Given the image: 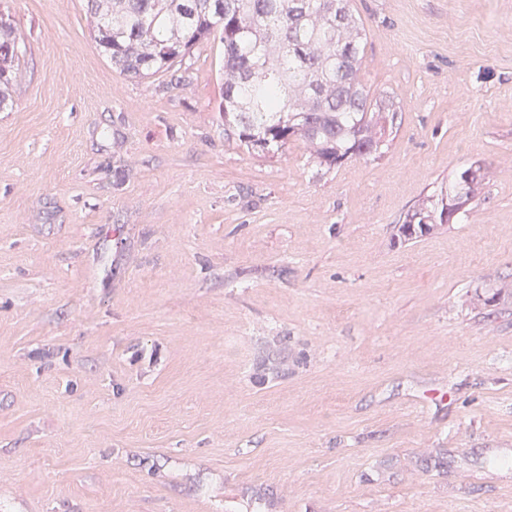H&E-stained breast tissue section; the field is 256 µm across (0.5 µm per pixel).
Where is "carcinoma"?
<instances>
[{"label":"carcinoma","instance_id":"obj_1","mask_svg":"<svg viewBox=\"0 0 512 512\" xmlns=\"http://www.w3.org/2000/svg\"><path fill=\"white\" fill-rule=\"evenodd\" d=\"M94 38L112 66L134 78L169 70L202 40L224 45V138L258 157L290 143L327 170L380 154L397 109L365 88V27L349 0H87ZM20 46L0 20V109ZM487 169L458 173L403 223L450 224L448 201H472Z\"/></svg>","mask_w":512,"mask_h":512}]
</instances>
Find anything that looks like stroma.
Masks as SVG:
<instances>
[{"mask_svg":"<svg viewBox=\"0 0 512 512\" xmlns=\"http://www.w3.org/2000/svg\"><path fill=\"white\" fill-rule=\"evenodd\" d=\"M350 5L400 112L325 171L225 141L219 41L137 80L0 0V512H512V0ZM20 46L10 23L0 20V109L6 106L9 89L16 77ZM487 174V168L474 169L472 174L465 178L459 172L456 174L454 179L448 184V192L440 195H428L423 198L417 205L413 206L406 213L403 225L400 227L403 235L408 238H412L413 235H407L404 230L405 224H433L436 227L437 224H450L457 218V215H453L448 210L457 211L462 210L465 206L460 205L456 201L451 199H460L464 202L472 201L478 190L479 185L485 179ZM416 216L419 218L415 223H412V219Z\"/></svg>","mask_w":512,"mask_h":512,"instance_id":"1","label":"stroma"}]
</instances>
